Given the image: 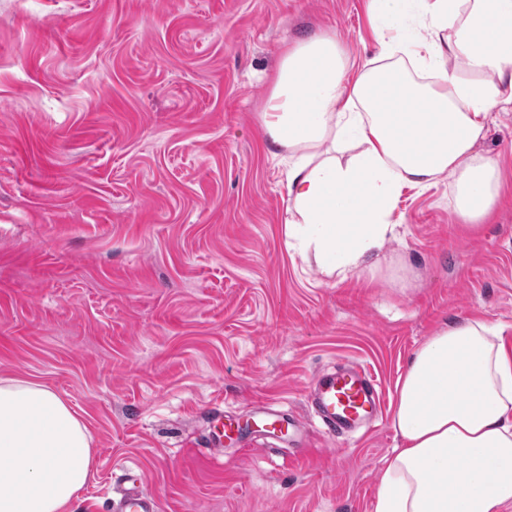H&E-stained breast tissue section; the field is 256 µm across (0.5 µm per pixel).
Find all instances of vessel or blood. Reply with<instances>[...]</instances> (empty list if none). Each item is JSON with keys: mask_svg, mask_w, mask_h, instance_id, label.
Returning a JSON list of instances; mask_svg holds the SVG:
<instances>
[{"mask_svg": "<svg viewBox=\"0 0 512 512\" xmlns=\"http://www.w3.org/2000/svg\"><path fill=\"white\" fill-rule=\"evenodd\" d=\"M315 413L326 432L342 437L375 420L380 414V396L371 372L362 366L317 372L310 392ZM260 422L266 436L278 433L297 434L302 430L300 418L292 413L260 408ZM244 428L239 421L215 413L209 437V451L222 455L225 441H242ZM157 501L139 486L123 488L120 512H157Z\"/></svg>", "mask_w": 512, "mask_h": 512, "instance_id": "obj_1", "label": "vessel or blood"}]
</instances>
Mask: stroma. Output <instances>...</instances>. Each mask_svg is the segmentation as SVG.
<instances>
[{
  "label": "stroma",
  "mask_w": 512,
  "mask_h": 512,
  "mask_svg": "<svg viewBox=\"0 0 512 512\" xmlns=\"http://www.w3.org/2000/svg\"><path fill=\"white\" fill-rule=\"evenodd\" d=\"M322 31L378 53L367 0H0V373L84 421L72 512H119L128 473L159 512H374L410 355L467 319L512 346V195L468 229L451 177L404 189L397 240L344 280L288 244L261 112L285 45ZM478 149L512 181V106ZM348 360L384 423L337 439L308 394ZM267 403L297 438L210 456L213 410Z\"/></svg>",
  "instance_id": "1"
}]
</instances>
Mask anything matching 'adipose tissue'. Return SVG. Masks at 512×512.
I'll list each match as a JSON object with an SVG mask.
<instances>
[{
  "label": "adipose tissue",
  "mask_w": 512,
  "mask_h": 512,
  "mask_svg": "<svg viewBox=\"0 0 512 512\" xmlns=\"http://www.w3.org/2000/svg\"><path fill=\"white\" fill-rule=\"evenodd\" d=\"M377 65L353 69L335 36L290 45L263 115L288 158L285 235L328 276L348 278L397 236L401 190L441 175L469 227L498 205L504 174L481 153L492 112L512 104V0H367ZM455 58L474 77L448 69ZM354 154L340 160L342 148ZM473 319L417 348L397 386L401 439L375 512H502L512 505V351ZM95 451L46 384L0 375V512H67Z\"/></svg>",
  "instance_id": "1"
}]
</instances>
